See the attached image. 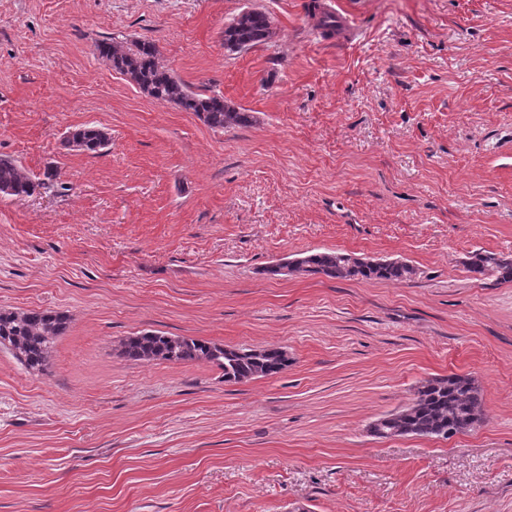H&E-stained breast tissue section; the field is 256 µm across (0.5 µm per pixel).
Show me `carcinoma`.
Returning a JSON list of instances; mask_svg holds the SVG:
<instances>
[{"label":"carcinoma","instance_id":"cac0c4a2","mask_svg":"<svg viewBox=\"0 0 512 512\" xmlns=\"http://www.w3.org/2000/svg\"><path fill=\"white\" fill-rule=\"evenodd\" d=\"M273 34L269 16L259 10H244L224 25V48L232 53L247 51L264 43ZM98 55L112 70L123 75L148 96L167 101L194 113L213 130H224L251 123V116L224 102L220 95L193 92L179 76L162 67L156 46L148 41L127 45L103 40L95 44ZM110 143L103 129L87 125L69 132L62 142L65 149L101 154ZM55 173L48 169L44 178L34 179L10 158L0 157V195L22 199L48 190ZM308 275H323L338 280L407 281L415 274L412 265L387 260L377 265L356 264L349 254L338 251L312 252L302 256ZM467 268L481 277L512 282V258L494 252L477 251L468 258ZM68 315L52 310L0 309V347L12 352L28 370L46 369L57 337L69 327ZM122 353L135 361L171 363H213L224 375L257 379L275 375L288 366L279 347L268 346L254 353L249 348L224 349L221 344L180 336L178 342L161 332L146 331L121 342ZM483 416V400L476 379L468 374H450L423 382L413 402L403 410L380 418L373 432L385 437L406 434L448 438V430L462 433L477 425Z\"/></svg>","mask_w":512,"mask_h":512}]
</instances>
